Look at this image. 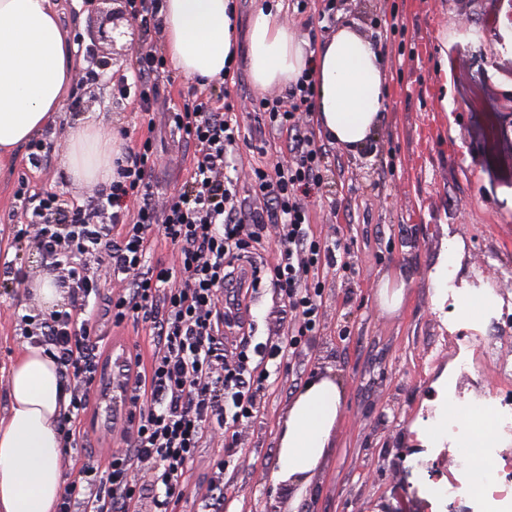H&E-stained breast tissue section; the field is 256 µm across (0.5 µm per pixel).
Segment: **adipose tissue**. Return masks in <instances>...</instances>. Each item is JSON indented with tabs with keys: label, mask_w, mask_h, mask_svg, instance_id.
Wrapping results in <instances>:
<instances>
[{
	"label": "adipose tissue",
	"mask_w": 512,
	"mask_h": 512,
	"mask_svg": "<svg viewBox=\"0 0 512 512\" xmlns=\"http://www.w3.org/2000/svg\"><path fill=\"white\" fill-rule=\"evenodd\" d=\"M233 0H159L157 16L165 60L183 77L207 84L222 80L237 49ZM282 4H258L247 32V65L263 90L282 88L310 71L316 83L319 131L353 150L376 126L384 108L385 71L378 47L343 26L308 50L282 16ZM73 35L60 21L56 0H0V168L18 149L55 126L82 60ZM63 164L89 185L116 176L122 142L95 122L66 132ZM8 406L0 417V512H55L62 494L60 421L70 394L57 363L43 348L24 345L6 380ZM342 409V391L329 377L308 383L293 400L279 439L273 483L305 484L323 456ZM494 408L448 404L436 421L421 427L435 438L449 422L469 429L473 456L492 439Z\"/></svg>",
	"instance_id": "1"
}]
</instances>
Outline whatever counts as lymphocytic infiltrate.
<instances>
[{
	"mask_svg": "<svg viewBox=\"0 0 512 512\" xmlns=\"http://www.w3.org/2000/svg\"><path fill=\"white\" fill-rule=\"evenodd\" d=\"M162 77L152 53L136 54L134 99L143 114H150ZM315 94V82L305 71L287 99L264 97L254 105L270 130L293 136L291 162L271 173L254 169L250 183L254 195L273 201L279 223L271 283L287 304L292 323L286 337L276 342L256 343L247 336L235 345L224 344V328L234 323L233 311L241 305L239 293L225 291L224 285L233 280L236 262L266 237L262 218L238 206L237 182L226 173L228 149L240 137L232 104L219 111L194 95L170 113L174 129L194 147V166L187 188L170 196L164 211L153 204V143L148 139L138 152L118 160V178L101 189L94 209L64 203L53 193L31 192L28 182H20L15 197L30 219L15 228L13 238L35 239L66 266L74 295L70 309L20 319L32 345L56 361L70 393L61 428L64 447H77L84 437L81 423L103 354L93 300L98 281L86 257L102 256L109 274L127 282L108 304L111 324L142 320L153 330L149 357L135 355L127 369L135 394L123 431L124 450L104 463L87 457L80 468L83 489L66 490L57 512H136L147 497L156 512H170L184 495L185 473L207 421L239 427L255 420L269 363L293 356L318 332V270L336 264L341 244L310 233L304 204L324 166L314 134L297 131L298 115L312 110ZM133 196L139 206L132 213L127 200ZM156 225L178 246V266L148 265L153 246L148 232ZM136 462L145 471L134 481L129 471Z\"/></svg>",
	"mask_w": 512,
	"mask_h": 512,
	"instance_id": "f902f5d3",
	"label": "lymphocytic infiltrate"
}]
</instances>
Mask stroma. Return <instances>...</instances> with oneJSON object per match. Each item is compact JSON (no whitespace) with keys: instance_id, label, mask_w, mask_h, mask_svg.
<instances>
[{"instance_id":"35a3bbf8","label":"stroma","mask_w":512,"mask_h":512,"mask_svg":"<svg viewBox=\"0 0 512 512\" xmlns=\"http://www.w3.org/2000/svg\"><path fill=\"white\" fill-rule=\"evenodd\" d=\"M283 15L309 42L317 44L344 24L373 41L386 65V105L366 143L350 151L324 143L325 168L318 189L305 200L311 233L346 248L343 267H322V317L317 336L271 373L264 411L241 429L232 461L224 459V427L209 422L202 446L186 473V491L174 512H217L212 480L224 475V505L218 512H407L408 494L425 493L415 468V428L431 414L432 395L443 374L455 368L457 336L473 330L480 356L471 376L485 391L506 387L502 364L512 365V170L490 167L492 124L502 146H512V19L502 0H308L298 12L282 0ZM213 106L231 102L241 136L230 159L239 196L247 209L270 215L266 199L250 189L253 169H273L289 160L288 134L261 125L253 105L262 96L245 69L228 82L198 87L171 76L161 83L153 120L112 83L111 69L84 63L58 124L40 136L50 150L42 167L27 151L0 178V250L9 225L25 223L14 193L22 178L32 191L54 193L68 202L93 203L96 189L80 186L62 165L65 131L89 119L138 150L152 139V183L158 196L178 193L189 181L194 147L168 121L173 105L189 89ZM455 242L454 273L460 290L496 298L497 323L461 321L453 299L436 293L431 273ZM15 269L0 270V415L7 407L6 380L25 345L18 318L38 314L25 285L45 274L43 253L30 241L14 245ZM402 284L399 308L385 309L378 287ZM240 327L224 332L225 342L242 332L255 341L286 334L290 315L274 288L249 293ZM99 334L111 366L110 349L148 353L147 323L121 327L100 319ZM492 344L496 359L484 356ZM328 376L340 386L343 410L331 444L304 490L272 485L281 423L298 391L312 378ZM123 413L103 388H92L82 421L86 437L68 449L65 486H82L76 457L106 460L122 447Z\"/></svg>"}]
</instances>
